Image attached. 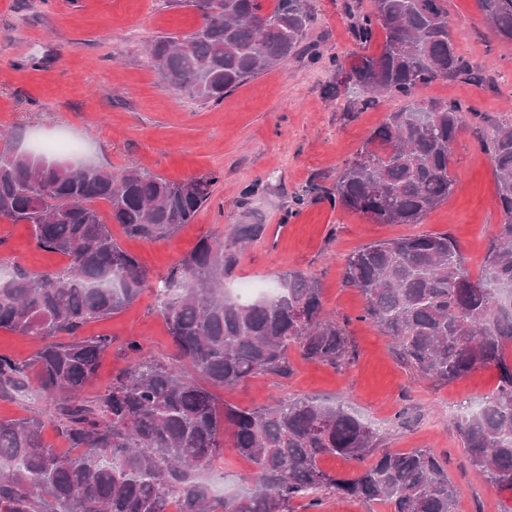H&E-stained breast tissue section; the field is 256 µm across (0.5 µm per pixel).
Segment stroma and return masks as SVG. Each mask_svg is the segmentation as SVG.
Returning a JSON list of instances; mask_svg holds the SVG:
<instances>
[{
  "label": "stroma",
  "mask_w": 512,
  "mask_h": 512,
  "mask_svg": "<svg viewBox=\"0 0 512 512\" xmlns=\"http://www.w3.org/2000/svg\"><path fill=\"white\" fill-rule=\"evenodd\" d=\"M307 43L318 62L297 56L252 78L220 103H204L168 88L150 63L147 46L161 35L184 36L203 17L184 0H0V132L18 151L66 138L87 160L112 172L128 168L183 182L217 178L210 201L171 237L150 242L110 224L113 239L139 258L153 279L206 235L235 224L265 225L239 259L228 287L276 284L281 271L316 277L325 316L347 322L354 357L344 368L304 360L289 349V376L260 375L228 389L220 400L241 408L273 404L298 394L343 406L373 425L381 447L394 452L430 448L448 458L458 490L457 512H512V493L498 492L465 463L452 422L495 390V368H479L447 384L420 376L394 351L390 339L363 320V296L344 287L347 257L381 240L448 233L472 275L481 274L503 215L496 202L494 165L480 130L467 120L455 140L449 169L456 185L448 201L417 224H374L333 200L339 171L384 117L403 106L398 96L347 116L330 97L332 57L350 59L359 44L346 5L370 9V0H307ZM448 25L458 51L481 81L461 75L418 87L420 99L455 101L494 120L512 115V41L487 23L478 0H447ZM303 206H295L296 197ZM20 264L33 273L68 265L65 255L38 247L27 224L0 220V267ZM86 336L111 341L98 371L83 388L91 399L127 366L126 347L169 362L174 349L155 289L143 291L111 317L91 322ZM53 405L29 390L0 396V420L48 417Z\"/></svg>",
  "instance_id": "obj_1"
}]
</instances>
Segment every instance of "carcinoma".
Returning a JSON list of instances; mask_svg holds the SVG:
<instances>
[{"label":"carcinoma","mask_w":512,"mask_h":512,"mask_svg":"<svg viewBox=\"0 0 512 512\" xmlns=\"http://www.w3.org/2000/svg\"><path fill=\"white\" fill-rule=\"evenodd\" d=\"M479 3L496 33L512 40V0ZM186 4L202 11L201 28L182 38L157 36L148 53L169 88L200 101H223L304 48L306 0H275L268 13L263 0ZM347 13L359 44L378 28L385 32L379 54L331 60L333 96L358 89L349 116L377 107L385 95L410 98L435 78L480 79L456 51L446 0H372L371 11L349 4ZM462 112L454 102L413 100L387 114L341 170L334 200L372 223H419L454 191L449 157ZM483 147L494 163L504 224L478 277L448 235L421 234L358 249L342 282L364 297L361 319L423 376L448 382L478 367L497 369L495 391L454 428L470 468L494 489L512 491V119L492 123ZM216 181L195 177L184 190L136 168L116 173L0 149V219L32 225L39 246L69 257L59 271L31 276L17 264L0 278V329L47 340L27 363L0 355V395L35 381L75 449L47 447L38 416L0 420V512H168L172 501L177 512H294L296 502L317 508L330 494L385 503L392 512H456L448 458L433 450L380 448L369 424L313 397L240 409L194 380L197 374L224 388L285 375L292 346L334 368L352 357L347 320L323 315L315 278L289 270L271 296L241 301L227 293L244 244L264 233L263 224L202 237L161 279L175 363L140 357L141 343L132 340L127 350L136 358L112 385L92 400L79 398L111 341L77 331L153 286L139 260L112 239L95 202L109 205L127 235L160 241L191 223ZM226 430L255 466L233 496L213 493L199 478L221 458ZM328 456L355 462L353 473L324 471Z\"/></svg>","instance_id":"cac0c4a2"}]
</instances>
